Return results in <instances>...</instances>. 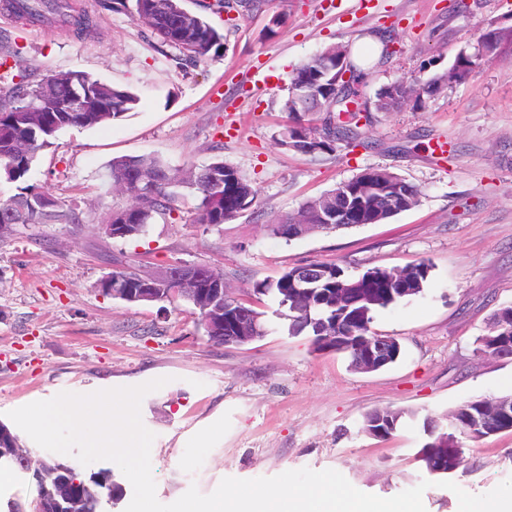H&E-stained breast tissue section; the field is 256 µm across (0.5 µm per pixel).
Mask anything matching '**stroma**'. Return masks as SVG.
I'll list each match as a JSON object with an SVG mask.
<instances>
[{"label":"stroma","instance_id":"1","mask_svg":"<svg viewBox=\"0 0 512 512\" xmlns=\"http://www.w3.org/2000/svg\"><path fill=\"white\" fill-rule=\"evenodd\" d=\"M89 30L25 24L0 0V89L51 72L78 71L138 95L136 110L101 127H68L26 176L78 224H24L0 240V423L62 392L136 386L163 377L141 419L155 439L156 496L169 504L189 487L212 493L226 477H273L333 469L358 490L392 497L425 480L417 453L425 418L480 398L512 394V358L480 353L494 311L512 305V40L466 80L428 91L481 34L512 29V0H261L228 20L215 0H183L225 36L224 54L199 65L160 43L135 18V0H71ZM282 16L273 26L274 16ZM393 40L359 86L369 145L307 155L281 146L284 102L296 69L332 44L353 47L377 29ZM414 93L377 109L387 86ZM448 144L436 156L437 142ZM152 155L174 170L216 159L258 191L250 212L216 227L159 215L144 235L113 239L103 221L129 195L113 185L114 158ZM381 167L417 191V202L381 224L284 240L269 224L365 169ZM141 273L206 264L228 296L263 311L265 337L224 345L206 336L185 304L128 303L104 295L114 261ZM333 262L359 275L381 266L432 265L421 293L375 312L372 332L394 338L398 360L359 372L346 353L319 350L287 332L272 295L257 283L288 267ZM378 408L402 412L392 436L362 430ZM220 426L222 438L194 439ZM512 477V433L465 442L452 482L484 494Z\"/></svg>","mask_w":512,"mask_h":512}]
</instances>
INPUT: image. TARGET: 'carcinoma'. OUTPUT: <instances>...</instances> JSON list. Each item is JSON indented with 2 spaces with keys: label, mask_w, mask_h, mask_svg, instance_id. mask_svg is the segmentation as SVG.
Returning <instances> with one entry per match:
<instances>
[{
  "label": "carcinoma",
  "mask_w": 512,
  "mask_h": 512,
  "mask_svg": "<svg viewBox=\"0 0 512 512\" xmlns=\"http://www.w3.org/2000/svg\"><path fill=\"white\" fill-rule=\"evenodd\" d=\"M70 5L64 0H17L15 10L19 17L34 22L46 18L51 11L59 17L67 16ZM136 17L163 44L179 50L192 64L217 58L224 52V35L211 26L203 17L186 10L182 0H136ZM512 31L490 29L484 33L479 45L493 53ZM480 57L475 54L460 55L447 74L439 75L431 85L463 80L477 65ZM363 72L354 63L350 51L339 45L328 47L320 55L300 66L294 73L289 87L285 109L289 122L280 133V144L306 154L329 153L336 144L351 146L360 140V112L349 113V119L341 125L333 120L336 107H346L359 96L358 86ZM409 94L404 82L395 83L380 93L378 107L386 109ZM138 96L130 90L114 87L83 72H58L43 77L35 84L17 83L7 94H0V169L10 168L7 179L12 182L24 180L30 171L33 158L45 147L56 133L66 127L92 128L117 121L136 109ZM41 109L42 122H30L29 109ZM384 175L383 190L388 195H402L416 201V190L396 174L385 168H368L339 187L350 200L365 208L369 201L359 190V180L365 173ZM139 180L137 190H127L132 203L126 207H114L104 220L106 224H128V237L140 236L157 213H174L180 199L191 196L196 204L191 210L192 222L206 226H218L229 222L256 202L257 191L251 182L244 179L236 169L222 160L214 161L186 174L172 172L163 162L153 156L124 157L112 161L110 177L120 184L130 175ZM50 195L34 186H23L20 192L9 199L14 218L18 224H45L49 222L79 224L81 219L74 210H63L58 205H44ZM327 213L323 210V198L304 203L297 213L284 217L279 224L269 225L272 235L285 237L291 230L287 224H324ZM331 275L323 289L327 292L321 315L336 322L335 336L349 356L356 354L361 336L373 315L364 321L351 319L353 310L336 300L337 289L362 279L348 276L335 263L323 262ZM417 277V292H422L428 281L432 265L420 260L411 266ZM293 268L286 269L275 281L263 282L259 287L279 298L282 306L289 298L282 292L288 287V278ZM391 418V422L379 425L382 436L393 434L401 414L388 409H377L365 416L363 429L373 423ZM41 468V478L36 481L37 494L29 505V512H100L99 491L107 488L113 494L112 503L122 497V488L113 480L108 470L85 481L76 469L53 457L35 455ZM77 480L82 485V496L68 503L61 500L57 482L62 476Z\"/></svg>",
  "instance_id": "1"
}]
</instances>
